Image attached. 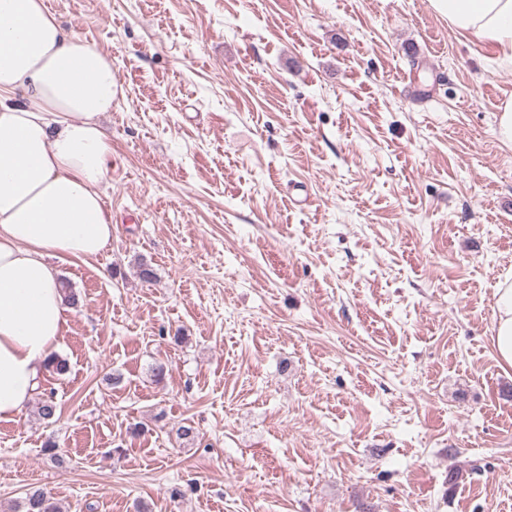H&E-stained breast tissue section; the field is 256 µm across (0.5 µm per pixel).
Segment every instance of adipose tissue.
Returning <instances> with one entry per match:
<instances>
[{"mask_svg":"<svg viewBox=\"0 0 512 512\" xmlns=\"http://www.w3.org/2000/svg\"><path fill=\"white\" fill-rule=\"evenodd\" d=\"M452 31L493 41L512 68V0H431ZM112 57L44 0H0V421L30 401L59 347L67 302L54 255L91 258L112 239L101 185L112 146ZM492 341L512 368V280L498 284Z\"/></svg>","mask_w":512,"mask_h":512,"instance_id":"obj_1","label":"adipose tissue"}]
</instances>
